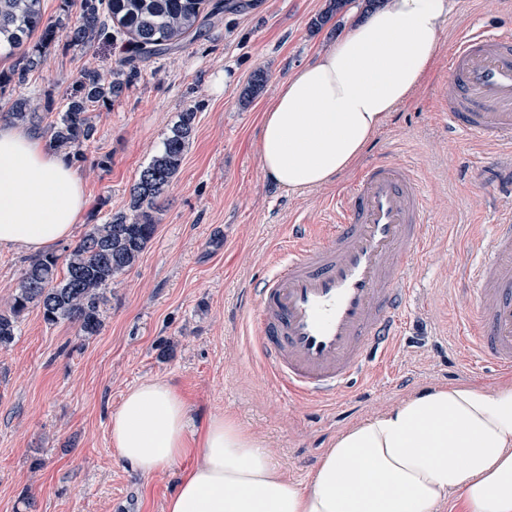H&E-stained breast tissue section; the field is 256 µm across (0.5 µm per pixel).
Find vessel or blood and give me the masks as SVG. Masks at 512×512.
<instances>
[{
  "label": "vessel or blood",
  "instance_id": "vessel-or-blood-1",
  "mask_svg": "<svg viewBox=\"0 0 512 512\" xmlns=\"http://www.w3.org/2000/svg\"><path fill=\"white\" fill-rule=\"evenodd\" d=\"M439 109L472 141L512 145V36L459 35L448 55ZM425 185L415 165L380 160L336 198L322 237L289 227L293 245L243 293L250 333L280 393L328 405L386 358L402 335L417 255L429 233ZM461 274L476 294L465 309V343L496 370H512V208L490 238L472 241Z\"/></svg>",
  "mask_w": 512,
  "mask_h": 512
}]
</instances>
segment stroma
<instances>
[{"mask_svg":"<svg viewBox=\"0 0 512 512\" xmlns=\"http://www.w3.org/2000/svg\"><path fill=\"white\" fill-rule=\"evenodd\" d=\"M187 49L139 63L120 97L96 108V134L74 162L89 199L83 224L127 210L141 168L162 147L179 112L197 126L178 175L161 200L157 227L137 265L105 292L99 334L46 324L38 309L0 349V512H164L185 458L166 472L134 473L116 455L110 418L126 391L167 381L186 402L194 431L233 414L263 440L289 477L310 484L336 435L419 390L454 383L497 387L504 372L464 370L452 344L460 333L457 270L445 255L469 236H488L512 185L497 164L507 146L472 142L436 110L448 52L463 31L512 33V0H454L424 86L392 112L353 168L329 185L289 193L266 176L258 154L262 114L278 84L311 62L337 34L314 27L329 0H237ZM56 37L25 84L0 89V113L25 96L44 122L76 89L81 69L117 71L133 48L121 40L70 44L74 0H42ZM266 81L249 85L255 71ZM412 160L427 183L430 255L417 272L403 337L389 363L370 362L356 401L333 409L286 400L247 338L243 286L288 248L292 224L320 226L329 205L365 163Z\"/></svg>","mask_w":512,"mask_h":512,"instance_id":"stroma-1","label":"stroma"}]
</instances>
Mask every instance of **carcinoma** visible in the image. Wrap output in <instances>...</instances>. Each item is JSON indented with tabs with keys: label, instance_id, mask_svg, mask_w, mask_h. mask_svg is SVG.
Instances as JSON below:
<instances>
[{
	"label": "carcinoma",
	"instance_id": "cac0c4a2",
	"mask_svg": "<svg viewBox=\"0 0 512 512\" xmlns=\"http://www.w3.org/2000/svg\"><path fill=\"white\" fill-rule=\"evenodd\" d=\"M234 0H80L79 16L68 32L69 42L87 46L107 35L127 39L139 58L149 60L194 42L224 11L235 9ZM39 43L55 37L56 26L44 16L42 0H0V48L21 49L35 33ZM44 64L41 51L23 53L4 81L22 84L28 74ZM106 80L91 67L80 71L74 96L47 127L32 111L28 97L15 99L5 117L30 124L49 136L52 146L79 156L93 139L95 107L121 95L127 83ZM191 108L178 113L162 149L142 167L130 189L128 211L92 224L64 256L44 255L27 260L10 304L0 314V348L10 345L20 317L37 307L48 325L76 323L84 336H95L102 326L101 304L105 290L137 263L156 231L159 201L181 166L196 125Z\"/></svg>",
	"mask_w": 512,
	"mask_h": 512
}]
</instances>
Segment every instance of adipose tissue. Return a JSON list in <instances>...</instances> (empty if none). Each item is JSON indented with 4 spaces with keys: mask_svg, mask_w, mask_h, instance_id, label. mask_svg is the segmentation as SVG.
Here are the masks:
<instances>
[{
    "mask_svg": "<svg viewBox=\"0 0 512 512\" xmlns=\"http://www.w3.org/2000/svg\"><path fill=\"white\" fill-rule=\"evenodd\" d=\"M451 0H384L282 81L262 116L266 175L289 192L330 184L363 155L435 62ZM88 200L79 173L29 129L0 124V248L42 253L68 239ZM172 386L130 388L110 419L113 448L151 475L187 456L166 512H512V382L413 393L341 431L311 484L289 478L232 416L190 445Z\"/></svg>",
    "mask_w": 512,
    "mask_h": 512,
    "instance_id": "1",
    "label": "adipose tissue"
}]
</instances>
